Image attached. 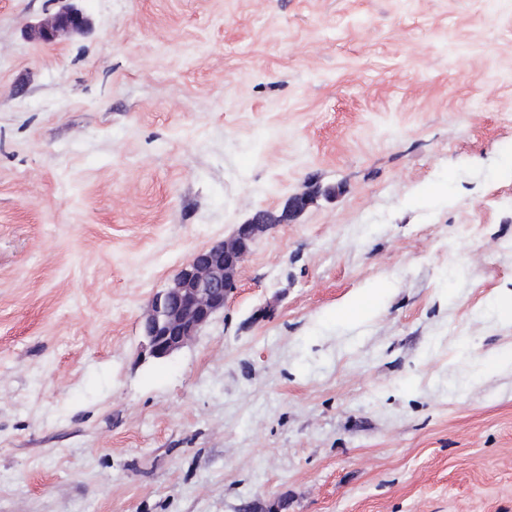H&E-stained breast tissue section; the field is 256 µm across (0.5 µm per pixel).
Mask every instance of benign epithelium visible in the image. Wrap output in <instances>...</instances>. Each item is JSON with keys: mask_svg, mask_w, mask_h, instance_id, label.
Here are the masks:
<instances>
[{"mask_svg": "<svg viewBox=\"0 0 512 512\" xmlns=\"http://www.w3.org/2000/svg\"><path fill=\"white\" fill-rule=\"evenodd\" d=\"M60 4L53 15L30 26L35 39L51 44L62 34L83 33L91 20L76 0H54ZM322 195L336 198V187H318L288 198L281 214L257 210L237 225L234 234L196 252L176 273L171 285L155 293L142 317L144 350L153 359L171 357L186 346L213 316L224 309L237 288V276L252 243L274 224L296 220Z\"/></svg>", "mask_w": 512, "mask_h": 512, "instance_id": "obj_1", "label": "benign epithelium"}]
</instances>
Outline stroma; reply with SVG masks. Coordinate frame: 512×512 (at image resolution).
<instances>
[{"instance_id":"obj_1","label":"stroma","mask_w":512,"mask_h":512,"mask_svg":"<svg viewBox=\"0 0 512 512\" xmlns=\"http://www.w3.org/2000/svg\"><path fill=\"white\" fill-rule=\"evenodd\" d=\"M0 0V512H512V0ZM194 339L143 313L255 210ZM390 285L354 327L320 318ZM79 0H53L61 3L58 11L30 26L29 33L45 43H54L63 33H83L91 27V20L74 2ZM316 195L336 198L332 186L288 198L281 214L256 210L234 234L196 252L176 273L171 285L156 292L142 317L144 350L153 359L171 357L186 346L213 316L224 309L237 288V276L252 243L271 225L296 220ZM512 366V352H503L499 354H490L481 360L477 361L470 373L467 380L469 383H477L482 379L489 376L494 371L502 370Z\"/></svg>"}]
</instances>
